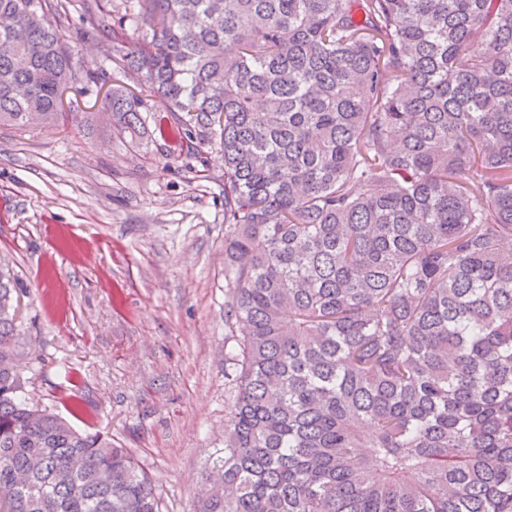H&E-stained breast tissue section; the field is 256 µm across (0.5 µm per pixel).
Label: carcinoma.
<instances>
[{
    "instance_id": "1",
    "label": "carcinoma",
    "mask_w": 512,
    "mask_h": 512,
    "mask_svg": "<svg viewBox=\"0 0 512 512\" xmlns=\"http://www.w3.org/2000/svg\"><path fill=\"white\" fill-rule=\"evenodd\" d=\"M82 2L106 67L59 0H0V126L110 82L89 128L224 151L235 373L196 512H512V0ZM15 292L0 267V512H160L22 399Z\"/></svg>"
}]
</instances>
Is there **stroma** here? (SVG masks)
<instances>
[{
	"mask_svg": "<svg viewBox=\"0 0 512 512\" xmlns=\"http://www.w3.org/2000/svg\"><path fill=\"white\" fill-rule=\"evenodd\" d=\"M72 120L0 127V262L13 267L17 370L30 401L127 448L163 512H194L224 446V158Z\"/></svg>",
	"mask_w": 512,
	"mask_h": 512,
	"instance_id": "1",
	"label": "stroma"
}]
</instances>
